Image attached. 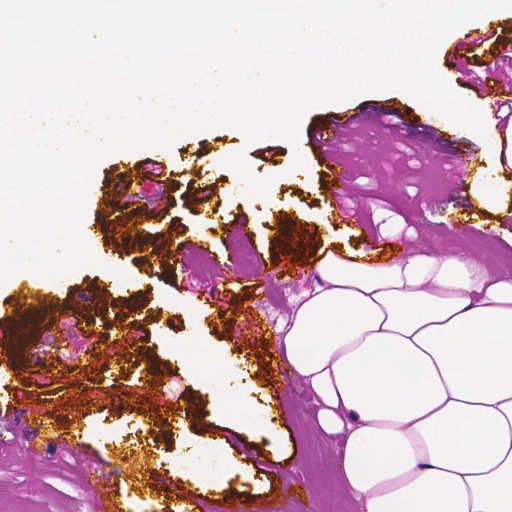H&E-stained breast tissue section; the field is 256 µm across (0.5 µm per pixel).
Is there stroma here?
Segmentation results:
<instances>
[{
  "label": "stroma",
  "mask_w": 512,
  "mask_h": 512,
  "mask_svg": "<svg viewBox=\"0 0 512 512\" xmlns=\"http://www.w3.org/2000/svg\"><path fill=\"white\" fill-rule=\"evenodd\" d=\"M482 42L468 51L469 65L477 77L499 68L498 41L512 42V16L491 17L477 26ZM445 136L454 124L439 114L402 112L390 124L365 123L351 130L347 142L319 147L346 172L351 194L346 206L360 210V223H333L337 201L320 187L318 175L271 183L276 169L286 167L294 150L282 139L248 142L233 130L214 128L178 139L171 148L140 150V158L154 160L156 171L143 184V194L122 210L128 223L143 234L161 236L170 229L190 239L192 226L208 207L224 204L229 229L215 245L237 263L241 286L224 291V273L211 268L206 257L184 250L178 259L152 258L140 263L125 256L114 269L103 266L111 254L105 240L92 242L99 266L73 273L77 289L90 284L105 287V306L74 299L80 327L68 344L53 341L70 314L57 315L54 324H43L31 336L29 347L20 349L21 377L16 385L24 401L50 398L57 404L60 423L75 413L69 395L79 389L88 394L81 408L83 447L41 448L39 455L22 452L29 437L28 420L21 413L0 417V512H96V501L83 480L84 473L99 467L118 485L116 503L122 512H159L161 500L175 495L177 485L191 489L199 500L195 512H223L232 501L274 508L275 512H355L349 494L338 479L339 451L314 424V405L302 382L282 376L270 365L272 341L278 340V322L288 311V297L312 284L319 254L328 230L354 247L378 243L380 224H407L414 235L400 234L402 243L416 241L440 255L458 254L480 260L499 271L512 272V175L505 176L509 189L505 207L484 211L472 224L448 221L450 189L465 182L461 201H469V184L479 169L492 160L483 142L465 139L463 153L454 162L426 153L423 122ZM222 143L224 154L240 157L243 167L222 166L212 161L208 172L191 183L173 187L171 174L181 158ZM248 173L256 190L228 199L227 191ZM283 212L282 226L269 224L271 204ZM244 223L243 234L232 233ZM250 244L247 261H240L239 247ZM126 286H119L117 276ZM211 292L213 304L224 307L217 315L197 306L203 292ZM139 308L131 333L136 345L128 354L129 375L108 370L105 359L84 352L85 329H92L102 344L111 341V322L121 318L126 306ZM258 307L260 331L241 327L238 309ZM196 336L210 358L231 354L250 370L259 397L279 399L277 438L255 439L242 427L226 422L224 407L209 382L208 361L196 365V385L184 377V361L172 351L186 336ZM145 397L161 411L177 414L184 426L167 433L156 427L149 438L135 428L140 416L136 401ZM217 446L244 464L252 478L221 484L212 480L211 464L201 449ZM148 462L157 473V490L139 492L123 460Z\"/></svg>",
  "instance_id": "stroma-1"
}]
</instances>
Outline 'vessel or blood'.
I'll use <instances>...</instances> for the list:
<instances>
[{
    "label": "vessel or blood",
    "mask_w": 512,
    "mask_h": 512,
    "mask_svg": "<svg viewBox=\"0 0 512 512\" xmlns=\"http://www.w3.org/2000/svg\"><path fill=\"white\" fill-rule=\"evenodd\" d=\"M479 96L483 99L486 108L499 107L503 99L512 96V82L494 80L493 83L482 84ZM355 115H339L320 122L311 137L299 139L294 146L295 153L305 157L307 164L319 166V182L322 189L330 192L334 197H341L345 193L344 184L346 175L338 170L334 164L325 161L324 157L312 153V145L330 144L338 141L345 131L354 125ZM152 162L134 155L125 157L122 165L114 167L112 174L119 191L122 204L128 205L142 196V183L148 172L152 171ZM218 224L211 219H203L198 224L194 250L207 253L209 260L217 269L223 270L224 282L231 287H238L240 275L237 268L227 264L224 254L220 250L211 249V235L216 232ZM83 236L89 238L103 237L106 242L122 241L136 246L141 252L142 262H150L153 256L165 253L182 252L185 243L178 235L170 234L164 238L146 236L137 231L135 225L118 223L109 219L83 223L81 226ZM75 287L70 278L52 282L47 288H35L28 292L18 293L7 304L0 306V410H13L14 404L20 401L21 394L17 387L11 386L9 380L17 376L16 350L26 338L55 313L65 311L71 306ZM31 420L34 427L31 431L29 443L31 447L43 445H60L69 447L81 438L80 426L62 428L53 408L49 405L31 409ZM87 484L92 489L97 512H115L113 501V483L108 473L97 469L87 471L85 475Z\"/></svg>",
    "instance_id": "obj_1"
}]
</instances>
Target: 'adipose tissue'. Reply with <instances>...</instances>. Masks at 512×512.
Wrapping results in <instances>:
<instances>
[{"instance_id":"obj_1","label":"adipose tissue","mask_w":512,"mask_h":512,"mask_svg":"<svg viewBox=\"0 0 512 512\" xmlns=\"http://www.w3.org/2000/svg\"><path fill=\"white\" fill-rule=\"evenodd\" d=\"M456 129L512 168V121L462 113ZM290 305L288 364L341 439L356 512H512V276L413 247L333 248ZM256 392L225 359V419L273 437Z\"/></svg>"}]
</instances>
